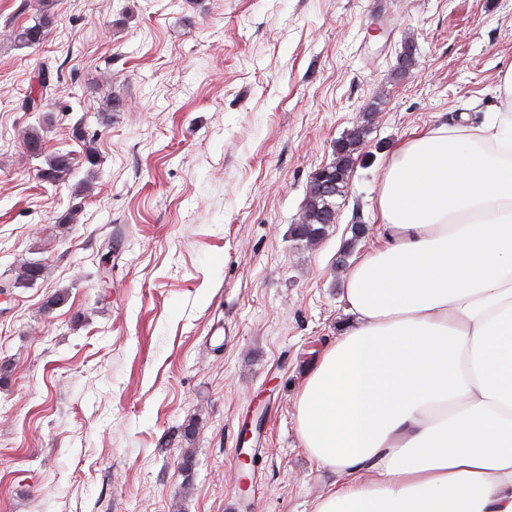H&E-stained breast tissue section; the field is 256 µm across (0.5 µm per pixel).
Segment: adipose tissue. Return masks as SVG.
<instances>
[{
  "mask_svg": "<svg viewBox=\"0 0 512 512\" xmlns=\"http://www.w3.org/2000/svg\"><path fill=\"white\" fill-rule=\"evenodd\" d=\"M376 211L297 399L312 512H512V117L402 142Z\"/></svg>",
  "mask_w": 512,
  "mask_h": 512,
  "instance_id": "adipose-tissue-1",
  "label": "adipose tissue"
}]
</instances>
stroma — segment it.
Instances as JSON below:
<instances>
[{"mask_svg": "<svg viewBox=\"0 0 512 512\" xmlns=\"http://www.w3.org/2000/svg\"><path fill=\"white\" fill-rule=\"evenodd\" d=\"M40 7L0 0V512H311L333 476L297 395L350 321L382 172L412 134L497 110L512 0H52L44 43L18 44ZM44 64L62 83L20 111ZM362 125L335 224L299 239L312 175ZM32 128L67 183L39 178ZM28 260L44 276L16 286ZM72 158L68 154H56L46 160V168L39 170L42 181L59 185L66 183L73 174Z\"/></svg>", "mask_w": 512, "mask_h": 512, "instance_id": "1", "label": "stroma"}]
</instances>
